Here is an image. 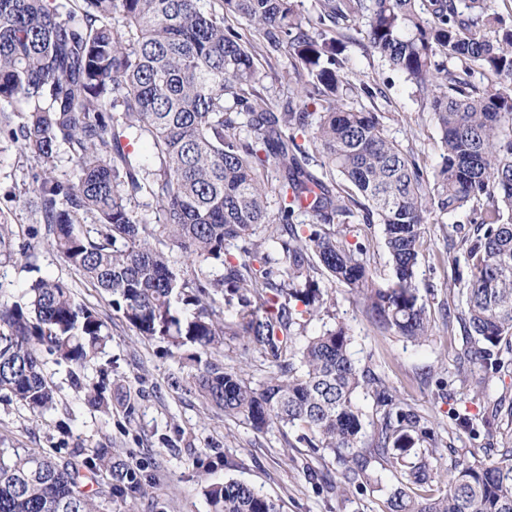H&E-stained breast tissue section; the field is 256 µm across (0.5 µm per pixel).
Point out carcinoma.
<instances>
[{"instance_id":"carcinoma-1","label":"carcinoma","mask_w":512,"mask_h":512,"mask_svg":"<svg viewBox=\"0 0 512 512\" xmlns=\"http://www.w3.org/2000/svg\"><path fill=\"white\" fill-rule=\"evenodd\" d=\"M197 2L0 0V102L13 106L0 108V137L37 164L33 192L50 245L136 335L174 348L206 405L258 434L306 429L334 466L341 506L381 492L384 512H512V433L494 458L477 459L478 448L461 456L385 375L354 362L342 323L297 343L321 316L324 275L359 293L379 328L428 340L433 319L415 285L425 226L437 210L468 211L476 231L462 238L472 277L461 321L473 369L463 382L483 389L501 372V345L512 343V20L491 0H317L316 26L298 0H219L211 13ZM227 14L247 31L225 24ZM357 22L440 132L430 174L389 139L382 116L346 103L347 93L368 91L341 71ZM262 48L298 60L287 74L298 104L281 112L254 63ZM477 72L486 83H475ZM140 141L150 145L146 160L131 150ZM62 148L76 165L66 181L55 174ZM312 150L342 182L307 169ZM142 199L155 202L158 220L140 214ZM355 207L383 225L385 287L372 282L366 248L347 240ZM298 212L312 223H294ZM16 240L0 218V258ZM233 299L255 310L228 323L219 302ZM226 336L275 370L255 383L224 366ZM106 338L98 312L63 279L35 280L24 304L0 295V398L43 414L56 394L44 356L84 368ZM361 391L373 400L369 421L354 401ZM456 421L471 433L493 428L483 414ZM104 483L124 500L146 493L110 448L80 461L0 448V512H96L86 487ZM205 496L210 512H279L234 479Z\"/></svg>"}]
</instances>
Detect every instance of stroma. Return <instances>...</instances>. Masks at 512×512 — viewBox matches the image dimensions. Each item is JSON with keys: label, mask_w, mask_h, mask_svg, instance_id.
Wrapping results in <instances>:
<instances>
[{"label": "stroma", "mask_w": 512, "mask_h": 512, "mask_svg": "<svg viewBox=\"0 0 512 512\" xmlns=\"http://www.w3.org/2000/svg\"><path fill=\"white\" fill-rule=\"evenodd\" d=\"M351 35L342 54L344 72L353 82L367 83L377 92L371 97L353 94L348 105L381 114L390 139L435 167L441 143L429 113L421 110L404 77L368 47L363 32L355 29ZM292 62L282 50L255 59L265 94L279 109L294 97L285 76ZM36 171L35 161L16 143L0 139V217L13 224L21 246L12 258L0 262V292L17 301L35 279H64L80 302L98 311L108 341L85 368L73 371L47 362L45 369L57 394L53 409L42 418H34L19 403L0 400V448H33L56 457L76 450L112 449L139 473L147 492L131 506L95 494L99 512H125L129 507L134 512H209L206 486L231 478L276 500L281 512H337L336 493L324 479L328 465L301 441V429L283 427L257 434L204 406L190 391L185 369L170 356L167 341L136 336L121 312L50 246L40 202L32 190ZM350 222L358 242L368 250L374 281L385 284L391 269L382 225L365 224L358 213ZM471 229L464 212L435 215L426 226L416 285L436 319L428 342L417 344L377 328L348 286L320 284L337 320L349 330L356 364L384 371L400 398L431 416L437 434L450 439L461 453L495 447L496 440L456 429V413L476 414L499 398L512 400V351L504 355L508 367L489 382L483 394H474L460 382V326L440 318L444 312L455 317L463 309L461 290L471 278V269L459 239ZM96 385L105 387L112 401L110 412H100L86 402L88 388Z\"/></svg>", "instance_id": "35a3bbf8"}]
</instances>
